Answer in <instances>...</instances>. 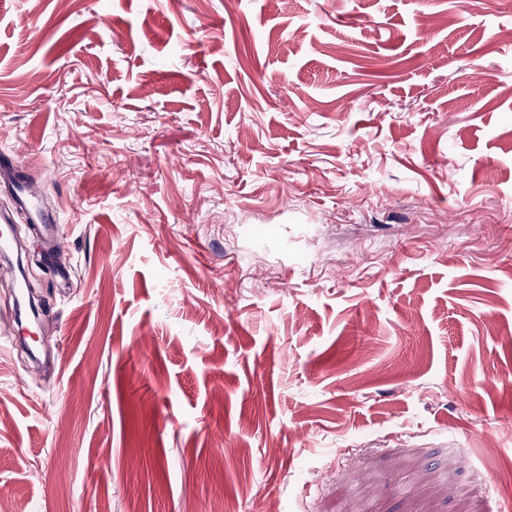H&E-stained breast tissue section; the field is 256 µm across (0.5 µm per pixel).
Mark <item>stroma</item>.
Listing matches in <instances>:
<instances>
[{
    "label": "stroma",
    "mask_w": 512,
    "mask_h": 512,
    "mask_svg": "<svg viewBox=\"0 0 512 512\" xmlns=\"http://www.w3.org/2000/svg\"><path fill=\"white\" fill-rule=\"evenodd\" d=\"M60 217L26 512H512V0H0Z\"/></svg>",
    "instance_id": "obj_1"
}]
</instances>
